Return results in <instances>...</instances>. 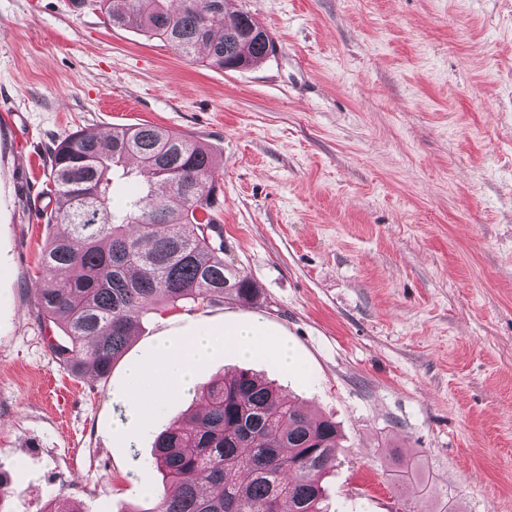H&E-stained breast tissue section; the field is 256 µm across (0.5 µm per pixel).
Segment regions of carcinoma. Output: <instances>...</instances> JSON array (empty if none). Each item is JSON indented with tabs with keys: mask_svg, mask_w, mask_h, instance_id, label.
<instances>
[{
	"mask_svg": "<svg viewBox=\"0 0 512 512\" xmlns=\"http://www.w3.org/2000/svg\"><path fill=\"white\" fill-rule=\"evenodd\" d=\"M230 0H72L99 6L114 27L135 29L185 57L240 69L275 54V42ZM47 223L63 230L42 254L38 314L63 332L48 344L61 365L105 376L125 352L143 313L183 303H254L249 279L224 265V236L212 219L217 171L206 145L148 124L107 137L76 130L50 156ZM121 175L140 196L118 212ZM204 408L160 432L153 463L172 486L152 512H323L321 480L340 453L336 422L302 412L270 382L245 370L212 384ZM400 458L391 479L409 485L432 512H459L457 494L418 478Z\"/></svg>",
	"mask_w": 512,
	"mask_h": 512,
	"instance_id": "1",
	"label": "carcinoma"
}]
</instances>
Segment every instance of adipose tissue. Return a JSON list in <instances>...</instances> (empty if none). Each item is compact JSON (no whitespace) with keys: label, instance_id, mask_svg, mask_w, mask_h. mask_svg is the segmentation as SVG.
<instances>
[{"label":"adipose tissue","instance_id":"ef3b65f1","mask_svg":"<svg viewBox=\"0 0 512 512\" xmlns=\"http://www.w3.org/2000/svg\"><path fill=\"white\" fill-rule=\"evenodd\" d=\"M262 326H237L226 329L223 338L201 332L193 339L177 345L165 340L158 344L155 359L151 364L133 367L130 371V403L133 407L144 406L145 390L161 395L163 384H171L176 390H187L193 381L195 367L206 360L213 352L234 345L241 353L253 355L262 351L273 353L285 369L295 367L290 346L279 342L264 341Z\"/></svg>","mask_w":512,"mask_h":512}]
</instances>
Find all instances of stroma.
Here are the masks:
<instances>
[{
	"instance_id": "obj_1",
	"label": "stroma",
	"mask_w": 512,
	"mask_h": 512,
	"mask_svg": "<svg viewBox=\"0 0 512 512\" xmlns=\"http://www.w3.org/2000/svg\"><path fill=\"white\" fill-rule=\"evenodd\" d=\"M278 45L219 70L70 0H0V475L7 512H151L154 440L195 401L138 415L127 371L161 339L262 322L297 366L232 349L335 419L328 512L414 503L392 459L512 512V0H233ZM148 124L207 143L224 262L254 304L143 315L106 377L52 358L37 315L53 145Z\"/></svg>"
}]
</instances>
